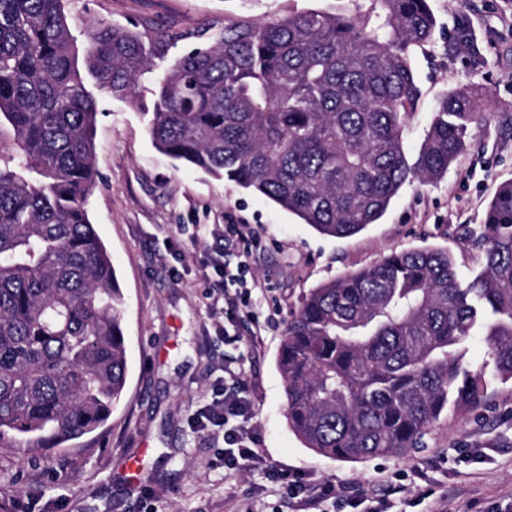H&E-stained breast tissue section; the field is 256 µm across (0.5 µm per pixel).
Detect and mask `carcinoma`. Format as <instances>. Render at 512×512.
Instances as JSON below:
<instances>
[{
  "mask_svg": "<svg viewBox=\"0 0 512 512\" xmlns=\"http://www.w3.org/2000/svg\"><path fill=\"white\" fill-rule=\"evenodd\" d=\"M428 0H357L257 21L226 17L212 42L157 80L152 144L345 238L376 223L401 187L433 181L487 121L467 88L438 102L417 154L405 127L421 90L413 52L430 44ZM135 32L92 24L84 63L133 101L152 70ZM63 0H0V447L58 448L99 430L127 381L123 295L88 211L98 99L77 65ZM468 233L485 263L459 278L447 249L394 250L305 297L277 365L288 424L338 460L400 457L430 426L512 382V181ZM480 336L488 360L475 367Z\"/></svg>",
  "mask_w": 512,
  "mask_h": 512,
  "instance_id": "1",
  "label": "carcinoma"
}]
</instances>
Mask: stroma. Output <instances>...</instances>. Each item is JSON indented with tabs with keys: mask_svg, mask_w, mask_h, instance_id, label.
Wrapping results in <instances>:
<instances>
[{
	"mask_svg": "<svg viewBox=\"0 0 512 512\" xmlns=\"http://www.w3.org/2000/svg\"><path fill=\"white\" fill-rule=\"evenodd\" d=\"M434 41L417 51L421 98L405 147L416 154L438 100L469 86L493 114L435 182L405 184L377 223L349 238L321 235L270 200L158 152L148 135L155 100L144 74L137 102L100 95L95 130L97 187L90 219L124 297L129 372L121 400L96 433L36 453L0 448V512L17 501L34 512H295L277 468L312 485L389 494L391 512H492L512 503V382L491 381L485 402L443 414L420 448L403 457L335 460L306 448L290 429L277 367L289 319L312 288L378 263L391 251L450 250L470 276L483 253L469 237L498 186L512 180V28L495 11L512 0H429ZM352 0H64L78 46L103 20L158 43L165 67L228 16L266 19L308 8L335 12ZM463 29H456V22ZM181 34L162 44L164 31ZM256 235L253 319H228L214 288L226 220ZM237 342L229 343L225 333ZM249 385L259 463L225 467L224 430L198 432L191 416L224 393V368Z\"/></svg>",
	"mask_w": 512,
	"mask_h": 512,
	"instance_id": "obj_1",
	"label": "stroma"
}]
</instances>
